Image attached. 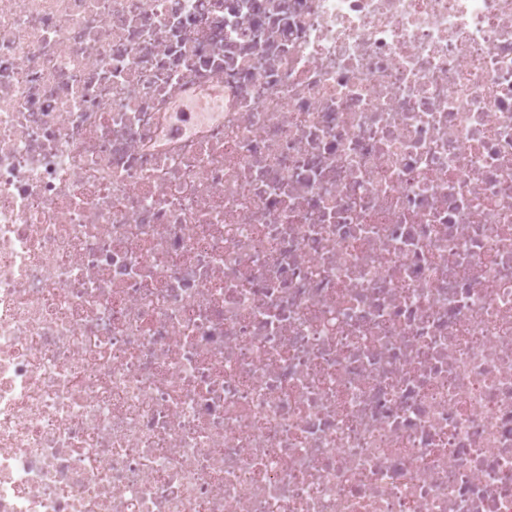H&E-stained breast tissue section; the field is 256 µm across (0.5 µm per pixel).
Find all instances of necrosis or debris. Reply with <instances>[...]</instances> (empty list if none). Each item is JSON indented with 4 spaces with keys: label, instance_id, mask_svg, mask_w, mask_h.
<instances>
[{
    "label": "necrosis or debris",
    "instance_id": "1",
    "mask_svg": "<svg viewBox=\"0 0 512 512\" xmlns=\"http://www.w3.org/2000/svg\"><path fill=\"white\" fill-rule=\"evenodd\" d=\"M0 512H512V0H0Z\"/></svg>",
    "mask_w": 512,
    "mask_h": 512
}]
</instances>
